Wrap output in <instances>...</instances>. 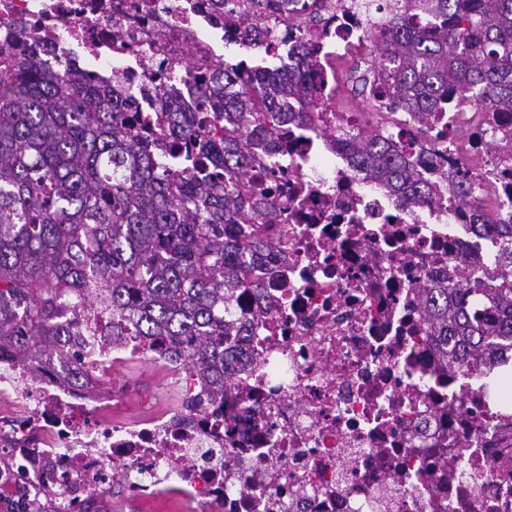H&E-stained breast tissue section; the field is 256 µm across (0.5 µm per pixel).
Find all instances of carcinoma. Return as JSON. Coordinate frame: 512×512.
<instances>
[{
	"label": "carcinoma",
	"instance_id": "obj_1",
	"mask_svg": "<svg viewBox=\"0 0 512 512\" xmlns=\"http://www.w3.org/2000/svg\"><path fill=\"white\" fill-rule=\"evenodd\" d=\"M225 24L249 45V12ZM302 68L284 85L278 69L253 76L216 68L194 78L197 111L224 120V143L199 137L194 119L167 113L175 151L195 155L186 174L154 152L156 133L134 118L135 101L78 68L50 65L41 50L0 39V350L61 360L64 337L174 339L166 355L185 362L224 398L227 296L258 289L239 260L270 242L280 223L259 164L280 124L274 97L288 92L315 110L325 78L316 47L292 45ZM359 82L368 102L397 104L423 119L481 105L512 114V0H394L371 41ZM496 156L512 131L483 140ZM370 179L433 200L408 142L368 135L352 143ZM468 262L448 268V286L423 289L434 328L454 338L452 372L481 363L484 349L512 343V279L476 294Z\"/></svg>",
	"mask_w": 512,
	"mask_h": 512
}]
</instances>
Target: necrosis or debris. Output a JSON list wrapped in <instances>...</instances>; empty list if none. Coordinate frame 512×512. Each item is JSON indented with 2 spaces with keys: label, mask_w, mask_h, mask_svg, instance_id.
I'll return each instance as SVG.
<instances>
[{
  "label": "necrosis or debris",
  "mask_w": 512,
  "mask_h": 512,
  "mask_svg": "<svg viewBox=\"0 0 512 512\" xmlns=\"http://www.w3.org/2000/svg\"><path fill=\"white\" fill-rule=\"evenodd\" d=\"M211 0H0V36L49 50L135 98L152 123L195 109L182 67H237L233 31ZM319 25H312V17ZM254 57L279 58L287 34L317 42L326 80L321 111L286 122L287 139L265 157L277 168L281 221L253 255L259 294L234 299L245 334L224 341V399L177 368L168 402L134 421L115 417L105 385L143 353L168 368L141 336H90L67 368L34 370L0 357V507L97 512L113 481L146 502L175 491L210 512H512V356L484 372L448 369L446 337L431 325L424 286L448 282L450 262L472 261L473 282L510 274L496 234L467 223L450 169H469L485 211L504 212L498 191L512 158L475 161L453 133L478 113H416L386 105L352 119L336 109L344 76L374 33L348 0H283L259 18ZM170 71L162 92L151 78ZM413 139L416 171L440 202L411 206L367 179L351 143L362 135Z\"/></svg>",
  "instance_id": "4bbe7bcc"
}]
</instances>
